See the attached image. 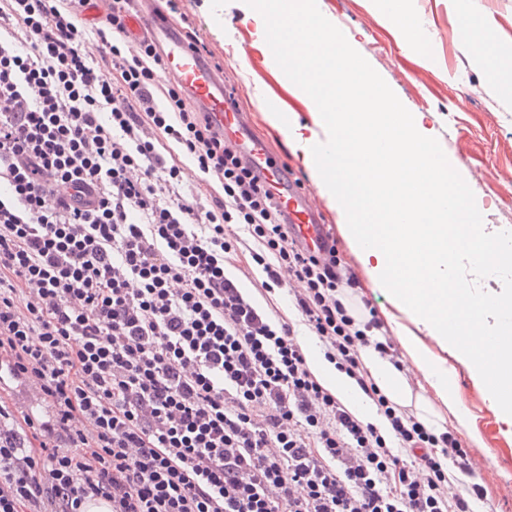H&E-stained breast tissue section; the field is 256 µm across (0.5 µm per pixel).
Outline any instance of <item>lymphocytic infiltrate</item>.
I'll use <instances>...</instances> for the list:
<instances>
[{
    "instance_id": "f902f5d3",
    "label": "lymphocytic infiltrate",
    "mask_w": 512,
    "mask_h": 512,
    "mask_svg": "<svg viewBox=\"0 0 512 512\" xmlns=\"http://www.w3.org/2000/svg\"><path fill=\"white\" fill-rule=\"evenodd\" d=\"M136 0L92 23L89 0H0V373L29 383L36 421L0 404V512H474L452 489L471 453L376 385L360 350L391 340L337 246L288 236L259 176L183 90L149 39L126 55ZM201 174L178 190L181 155ZM220 189H208L209 175ZM73 189L46 206L51 182ZM243 225L245 237L225 227ZM249 258L301 283L292 303L324 356L398 441L312 372L290 319L270 318L224 270Z\"/></svg>"
}]
</instances>
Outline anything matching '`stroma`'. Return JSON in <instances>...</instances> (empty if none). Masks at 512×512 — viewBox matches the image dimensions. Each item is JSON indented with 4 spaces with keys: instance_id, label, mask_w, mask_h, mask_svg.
Returning <instances> with one entry per match:
<instances>
[{
    "instance_id": "stroma-1",
    "label": "stroma",
    "mask_w": 512,
    "mask_h": 512,
    "mask_svg": "<svg viewBox=\"0 0 512 512\" xmlns=\"http://www.w3.org/2000/svg\"><path fill=\"white\" fill-rule=\"evenodd\" d=\"M409 6L431 45L429 52L405 50L397 30L374 17L368 0H323L325 13L340 29L354 34L356 50L404 106L426 113L473 191L487 232L512 227V102L501 100L473 68L471 52L461 40V20L448 0H410ZM180 11V27L195 33L223 63L224 78L237 87L255 135L286 164L292 178L311 182L301 156L288 143L285 125L270 119L275 107L299 123L312 124L310 104L266 52L262 26L247 17L239 0H182ZM225 272L262 311L275 306L293 320L299 343L313 340V333L298 320L288 288L266 297L255 290L256 281L264 277L261 268L246 276L229 265ZM456 389L461 406L472 417L470 430L457 428L440 404L435 407L438 422L455 433L471 454L484 457L486 464L472 475L452 470L453 486L458 490L471 483L483 486L486 498L475 502L476 512H512V433L461 365L456 368Z\"/></svg>"
}]
</instances>
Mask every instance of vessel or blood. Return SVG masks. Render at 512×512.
<instances>
[{
    "mask_svg": "<svg viewBox=\"0 0 512 512\" xmlns=\"http://www.w3.org/2000/svg\"><path fill=\"white\" fill-rule=\"evenodd\" d=\"M146 2L148 8L140 14L134 28L150 31L162 49L166 59L164 81L182 87L202 110L211 113L224 133L225 149L250 161L263 178L276 181L288 221L300 226V239L305 246L313 249L327 242L329 230L322 219L321 205L307 187L283 179L267 145L252 138L250 117L235 106L233 89L225 85L223 73L207 65L201 55L189 47L177 21L161 8V0Z\"/></svg>",
    "mask_w": 512,
    "mask_h": 512,
    "instance_id": "obj_1",
    "label": "vessel or blood"
}]
</instances>
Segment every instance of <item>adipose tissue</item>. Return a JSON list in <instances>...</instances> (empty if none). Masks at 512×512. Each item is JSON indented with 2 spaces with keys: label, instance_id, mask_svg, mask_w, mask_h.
<instances>
[{
  "label": "adipose tissue",
  "instance_id": "ef3b65f1",
  "mask_svg": "<svg viewBox=\"0 0 512 512\" xmlns=\"http://www.w3.org/2000/svg\"><path fill=\"white\" fill-rule=\"evenodd\" d=\"M450 3L463 21L461 36L471 49L473 65L493 80L501 98L511 101L512 43L496 38L488 23L471 20L466 0H450ZM370 8L382 23L399 31L403 47H421L424 36L409 10L408 0H370ZM361 356L370 375L390 400L408 401L403 377L387 358L370 347L363 348ZM307 358L313 372L337 397L354 406L363 421L377 423L374 404L353 379L329 363L316 347H309Z\"/></svg>",
  "mask_w": 512,
  "mask_h": 512
}]
</instances>
